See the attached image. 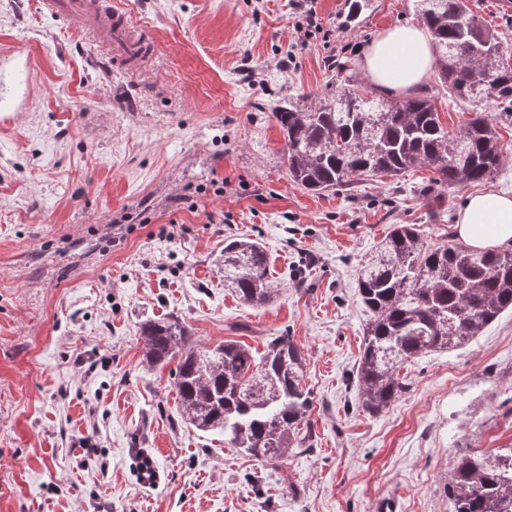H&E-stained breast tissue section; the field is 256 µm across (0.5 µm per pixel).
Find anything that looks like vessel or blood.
I'll use <instances>...</instances> for the list:
<instances>
[{
  "label": "vessel or blood",
  "instance_id": "b4317fda",
  "mask_svg": "<svg viewBox=\"0 0 512 512\" xmlns=\"http://www.w3.org/2000/svg\"><path fill=\"white\" fill-rule=\"evenodd\" d=\"M41 4L71 31L91 34L116 68L135 66L156 50L154 41L133 20L122 0H41Z\"/></svg>",
  "mask_w": 512,
  "mask_h": 512
}]
</instances>
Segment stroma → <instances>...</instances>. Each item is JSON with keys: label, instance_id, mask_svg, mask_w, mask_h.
I'll return each mask as SVG.
<instances>
[{"label": "stroma", "instance_id": "stroma-1", "mask_svg": "<svg viewBox=\"0 0 512 512\" xmlns=\"http://www.w3.org/2000/svg\"><path fill=\"white\" fill-rule=\"evenodd\" d=\"M159 53L129 76L39 0H0V512H453L443 478L464 452L512 448V310L482 335L408 360L378 413L356 381L371 314L361 265L397 224L458 242L468 195L512 193L509 159L463 189L424 165L321 193L288 174L278 107L365 89L361 50L414 20L413 0H315L322 29L294 45L295 0H124ZM451 132L470 117L423 86ZM266 251L279 294L240 302L224 243ZM184 320L195 344L306 357L311 445L271 465L187 425L174 364L142 360V322ZM160 479L140 483L132 451ZM108 469H101V462Z\"/></svg>", "mask_w": 512, "mask_h": 512}]
</instances>
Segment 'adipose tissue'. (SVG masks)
<instances>
[{"label":"adipose tissue","instance_id":"adipose-tissue-1","mask_svg":"<svg viewBox=\"0 0 512 512\" xmlns=\"http://www.w3.org/2000/svg\"><path fill=\"white\" fill-rule=\"evenodd\" d=\"M436 64L429 31L400 24L377 34L365 47L362 67L382 92L402 96L420 88ZM459 236L478 249L512 245V195L487 190L469 196L456 219Z\"/></svg>","mask_w":512,"mask_h":512}]
</instances>
